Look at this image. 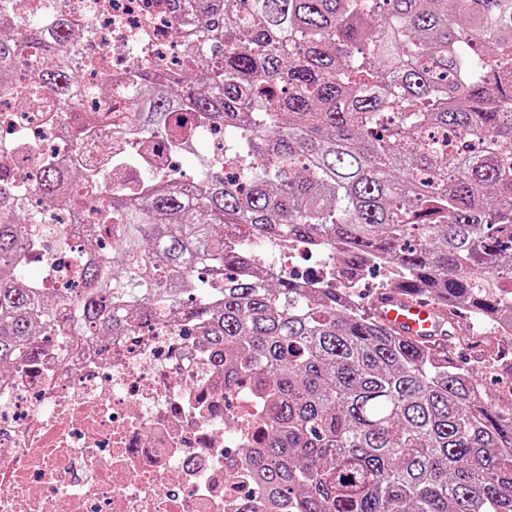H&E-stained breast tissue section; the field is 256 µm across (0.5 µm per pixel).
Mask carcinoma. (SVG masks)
<instances>
[{"label":"carcinoma","instance_id":"carcinoma-1","mask_svg":"<svg viewBox=\"0 0 512 512\" xmlns=\"http://www.w3.org/2000/svg\"><path fill=\"white\" fill-rule=\"evenodd\" d=\"M42 5L0 32V98L75 112L72 144L92 137L80 111L89 36L43 26ZM189 32L180 68L158 80L146 60L116 116L126 155L147 132L190 148L188 131L224 128L241 179L213 154L203 175L150 172L89 199L94 224H43L0 162V368L56 329L79 346L167 318L210 346L224 396L264 405L258 480L281 512H512V0H168ZM71 41L57 58L48 53ZM37 71L38 82H23ZM100 173L47 159L39 196L63 209ZM41 237L27 236L25 225ZM245 226L337 245L338 276L373 259L395 269L362 310L342 289L267 282L253 252L226 248ZM80 240L84 286L51 295L27 274L30 249ZM417 294L486 329L484 355L403 339L379 318L387 291Z\"/></svg>","mask_w":512,"mask_h":512}]
</instances>
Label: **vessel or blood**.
<instances>
[{"label":"vessel or blood","instance_id":"obj_1","mask_svg":"<svg viewBox=\"0 0 512 512\" xmlns=\"http://www.w3.org/2000/svg\"><path fill=\"white\" fill-rule=\"evenodd\" d=\"M380 319L410 341H440L443 319L440 310L423 298L392 296L379 310Z\"/></svg>","mask_w":512,"mask_h":512}]
</instances>
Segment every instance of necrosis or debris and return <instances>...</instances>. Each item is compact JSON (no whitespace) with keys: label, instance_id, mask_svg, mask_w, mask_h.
Returning <instances> with one entry per match:
<instances>
[{"label":"necrosis or debris","instance_id":"1","mask_svg":"<svg viewBox=\"0 0 512 512\" xmlns=\"http://www.w3.org/2000/svg\"><path fill=\"white\" fill-rule=\"evenodd\" d=\"M73 32L92 31L93 53L83 81L112 84L109 104L95 109L97 133L71 148L62 118L20 111L0 99V161L46 223L60 209L33 189L40 160L78 151L84 165L104 152L119 155L112 114L129 96L131 62L144 57L159 72L184 54L186 36L160 0H59ZM32 255L48 264L45 287L80 282L69 253ZM330 244L272 241L263 266L271 279L310 262L316 278L333 280ZM41 357L0 373V512H270L258 484L251 447L261 410L246 392L224 398V378L203 337L182 326L153 323L129 336L73 347L66 337L38 338Z\"/></svg>","mask_w":512,"mask_h":512}]
</instances>
